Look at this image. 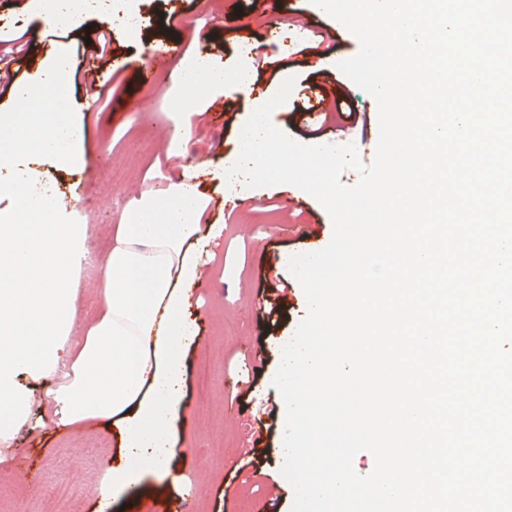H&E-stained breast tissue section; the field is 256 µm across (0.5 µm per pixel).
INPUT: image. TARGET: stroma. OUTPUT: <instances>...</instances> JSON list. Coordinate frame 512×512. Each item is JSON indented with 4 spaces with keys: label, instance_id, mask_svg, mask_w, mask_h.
Listing matches in <instances>:
<instances>
[{
    "label": "stroma",
    "instance_id": "35a3bbf8",
    "mask_svg": "<svg viewBox=\"0 0 512 512\" xmlns=\"http://www.w3.org/2000/svg\"><path fill=\"white\" fill-rule=\"evenodd\" d=\"M28 2L0 0V48H19L13 67L18 80L36 73L48 46L70 57L64 86L70 111L83 121L85 160L74 170L44 167L43 176L63 195L83 186L90 253L106 252L113 224L133 199L169 186L183 168L204 171L201 224L210 232V258L203 283L192 287L194 301L188 307L197 341L185 353V391L173 434L170 476L142 475L137 491L116 493L112 512H163L177 499L189 503V512H239L246 494L250 512H291L294 491L281 473L284 402L273 385L280 346L303 318V289L292 278L288 262L329 243L333 225L315 198L287 184L247 189L233 210H225L224 186L210 174L233 163L245 122L286 78H294V88L287 103L274 111L272 122L298 142L306 140L305 116L320 100L325 76L336 82L335 111L340 116L374 111V99L337 67L358 53V40L347 32L319 50L294 40L290 49L278 50L272 67L240 83L234 73L246 61L238 53L237 34L245 32L253 49L268 52L272 19L259 0H224L223 17L207 24L200 43L223 68V87L201 95L173 84L163 92L149 86L139 70L147 44L187 41L184 19L204 14L207 5L206 0H146L142 38L129 37L120 24L111 25L112 41L100 61L97 91L90 95L83 63L95 55L96 47L85 38L88 28H100V19L59 29L49 43L44 38L48 22L33 20ZM173 14L180 23L170 30L163 19ZM229 101L237 109L233 117L214 113V106ZM178 125L189 127L190 134L174 144L170 133ZM298 200L307 202V210L295 208ZM310 225L315 235H308ZM256 297L262 305L255 309L251 302ZM202 370L210 377L203 399L196 388ZM44 393L40 386L33 395L39 425L19 430L15 451L0 459V481L19 488L6 512H49L51 493L59 488L77 494L84 512H97L100 473L118 448L115 429L108 421L89 423L79 431L58 424L43 410ZM252 419L267 428L264 439L240 435L242 422ZM91 443L96 452H88ZM32 474L40 481L35 489L27 484Z\"/></svg>",
    "mask_w": 512,
    "mask_h": 512
}]
</instances>
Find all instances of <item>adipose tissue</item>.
Masks as SVG:
<instances>
[{"mask_svg": "<svg viewBox=\"0 0 512 512\" xmlns=\"http://www.w3.org/2000/svg\"><path fill=\"white\" fill-rule=\"evenodd\" d=\"M69 67L52 49L28 81L6 89L22 112L0 113V446L32 422L34 384L55 380L44 405L62 424L114 420L122 448L98 512H112V487L166 470L183 395L182 349L196 335L185 317L203 257L204 209L194 177L132 205L102 261L93 309L80 313L89 250L86 225L39 190L36 162H83L82 121L67 110L59 78Z\"/></svg>", "mask_w": 512, "mask_h": 512, "instance_id": "adipose-tissue-1", "label": "adipose tissue"}]
</instances>
